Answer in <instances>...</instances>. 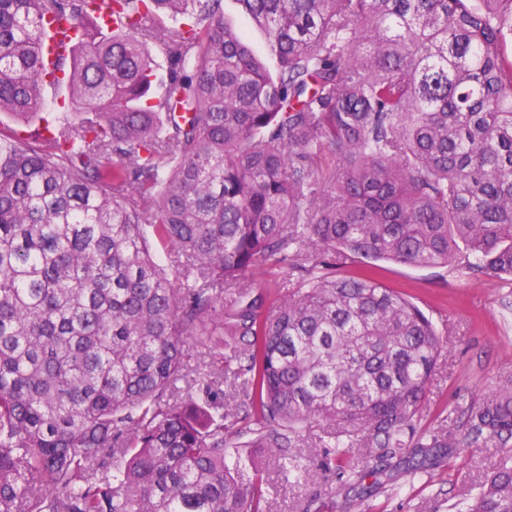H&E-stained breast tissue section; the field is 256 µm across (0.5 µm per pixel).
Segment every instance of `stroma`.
<instances>
[{"label":"stroma","instance_id":"1","mask_svg":"<svg viewBox=\"0 0 512 512\" xmlns=\"http://www.w3.org/2000/svg\"><path fill=\"white\" fill-rule=\"evenodd\" d=\"M366 268L447 330L421 425L459 435L467 405L512 383V283L450 267L382 261L368 267L349 264L338 273L354 275ZM249 442V435H242L236 447L227 449L226 458H255L268 486L270 512H346V502L355 492L340 486L335 476L316 469L307 481L284 480L266 450L250 447ZM503 454V448L488 441L428 468L414 486L380 477L368 492L364 512H455V504L495 470Z\"/></svg>","mask_w":512,"mask_h":512}]
</instances>
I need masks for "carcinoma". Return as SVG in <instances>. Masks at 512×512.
<instances>
[{
	"label": "carcinoma",
	"mask_w": 512,
	"mask_h": 512,
	"mask_svg": "<svg viewBox=\"0 0 512 512\" xmlns=\"http://www.w3.org/2000/svg\"><path fill=\"white\" fill-rule=\"evenodd\" d=\"M0 0V114L40 117L47 17L69 101L0 128V512H266L327 425L352 489L512 446V385L416 436L445 333L358 261L512 281V0ZM98 11L116 25H99ZM175 249L167 261L158 251ZM288 267L271 302L249 278ZM208 358L179 397L189 350ZM243 379L224 406L215 380ZM460 512H512V456ZM224 17L228 23L246 34L255 55L266 60L268 65L273 68V60L267 51L265 35L256 28L250 17L240 9L234 0H224ZM77 37V32L72 30L66 34H58L53 38L52 41H50L45 58V66L49 74L53 70L52 65L55 58L59 55L66 54L70 43Z\"/></svg>",
	"instance_id": "obj_1"
}]
</instances>
